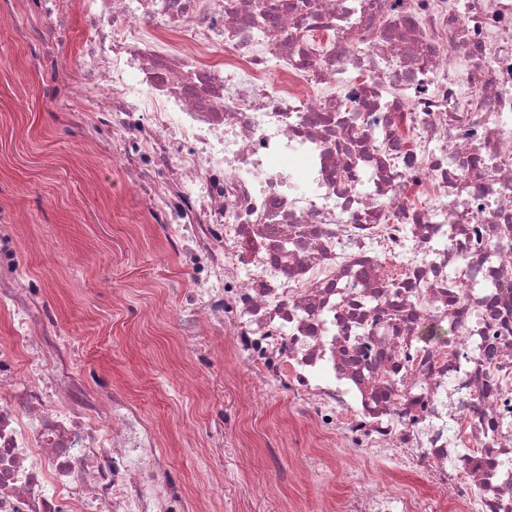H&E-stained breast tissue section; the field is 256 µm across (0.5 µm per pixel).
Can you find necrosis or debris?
<instances>
[{"label": "necrosis or debris", "mask_w": 512, "mask_h": 512, "mask_svg": "<svg viewBox=\"0 0 512 512\" xmlns=\"http://www.w3.org/2000/svg\"><path fill=\"white\" fill-rule=\"evenodd\" d=\"M87 154L320 438L399 454L448 512H512V0H0ZM85 30L76 58L41 25ZM0 213V512H204L140 403L90 386ZM403 275L391 283L389 259ZM344 512H422L351 492Z\"/></svg>", "instance_id": "4bbe7bcc"}]
</instances>
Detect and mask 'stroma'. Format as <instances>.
Masks as SVG:
<instances>
[{
	"label": "stroma",
	"mask_w": 512,
	"mask_h": 512,
	"mask_svg": "<svg viewBox=\"0 0 512 512\" xmlns=\"http://www.w3.org/2000/svg\"><path fill=\"white\" fill-rule=\"evenodd\" d=\"M26 32L23 25L0 30V210L25 214L23 274L54 297L78 369L109 372L134 395L160 428V452L197 499L220 492L221 512H342L345 497L396 469V458L325 445L286 393L231 359L222 336L207 339L206 389L170 379L191 366L169 321L190 276L164 233L143 224L120 165L88 157L77 119L52 112ZM47 238L62 248L52 264L40 251ZM105 279L114 292L99 288ZM278 469L303 476L278 487Z\"/></svg>",
	"instance_id": "obj_1"
}]
</instances>
